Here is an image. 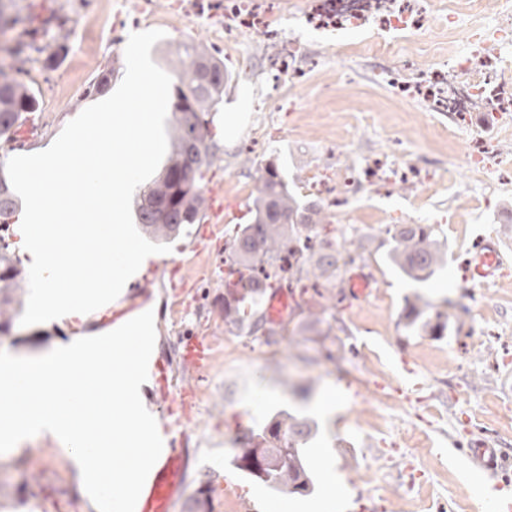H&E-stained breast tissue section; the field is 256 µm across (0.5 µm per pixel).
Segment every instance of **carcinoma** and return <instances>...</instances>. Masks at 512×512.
Masks as SVG:
<instances>
[{
    "instance_id": "carcinoma-1",
    "label": "carcinoma",
    "mask_w": 512,
    "mask_h": 512,
    "mask_svg": "<svg viewBox=\"0 0 512 512\" xmlns=\"http://www.w3.org/2000/svg\"><path fill=\"white\" fill-rule=\"evenodd\" d=\"M15 51L18 66L8 73L0 69V141L10 143L24 120L39 108L24 64L29 58ZM181 65L171 96L174 132L170 154L159 175L140 189L135 203L136 221L151 238L162 241L181 233L186 224L200 223L203 188L211 165L207 143L212 112L223 100L224 86L232 80L224 60L207 49L185 42L178 48ZM18 206L9 183L0 178V223L7 224ZM252 220L238 227L229 255L230 266L248 270L254 281L267 284L296 276V281L320 279L336 264L328 246L336 237L324 232L322 203L302 199L288 187L278 168L270 163L259 178L253 198ZM395 245L386 259L403 277L417 283L428 280L442 261L441 244L431 224H402L394 228ZM0 235V327L12 319L14 294L20 290L21 272ZM264 290L245 288L241 296L224 297V321L246 336L267 326L260 307ZM418 301H406L404 327L427 329L433 336L448 328L449 314L436 312V322L426 318ZM311 426L304 417L287 411L271 416L258 430L242 433L229 466L240 475L257 480L283 494L305 495L314 489L315 474L306 448Z\"/></svg>"
}]
</instances>
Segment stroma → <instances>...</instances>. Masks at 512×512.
<instances>
[{"mask_svg":"<svg viewBox=\"0 0 512 512\" xmlns=\"http://www.w3.org/2000/svg\"><path fill=\"white\" fill-rule=\"evenodd\" d=\"M262 23L224 37V0H13L16 22L0 26L5 66L20 42H35L28 66L40 107L37 129L24 144L35 151L61 133L92 100L89 81L111 66L109 89L125 73L130 33L160 29L152 60L175 74V47L206 46L223 58L232 80L214 114L208 142V185L222 186L238 213L190 250L195 225L170 238L159 262L188 264V285L158 274L145 306L153 310V355L173 366L176 391L190 390L192 431L179 450L186 478L172 512H492L498 493L512 496V466L502 489L470 465L464 449L473 432L512 455V265L497 282L470 288L465 262L481 235L497 234L512 248V114L481 106L465 115L440 111L430 99H399L390 80L411 83L441 75L440 93L455 81V55L469 50L477 19L448 25V0H428L418 39L399 37L377 52L372 25L335 30L308 25L301 0H243ZM298 72L275 81L281 62ZM490 141L491 181L470 169V128ZM290 186L320 199L324 226L360 242L351 270L377 283L369 301L355 304L337 289L322 293L288 281L299 304L274 355L259 356L261 341L224 321V286L206 265L227 259L236 225L248 208L267 162ZM431 224L444 263L424 283L400 276L388 263L387 229ZM422 297L434 310H452L444 335L407 332L406 299ZM102 333L94 317L0 333V350L35 357L75 340L78 330ZM203 336L215 359L201 373L182 369V337ZM280 409L313 419L309 450L316 474L306 497L270 491L241 475L225 481L228 437L262 424ZM470 423H459L461 414ZM56 443L35 436L20 451L0 455L20 463L15 482L0 485V512H97L82 493Z\"/></svg>","mask_w":512,"mask_h":512,"instance_id":"1","label":"stroma"}]
</instances>
